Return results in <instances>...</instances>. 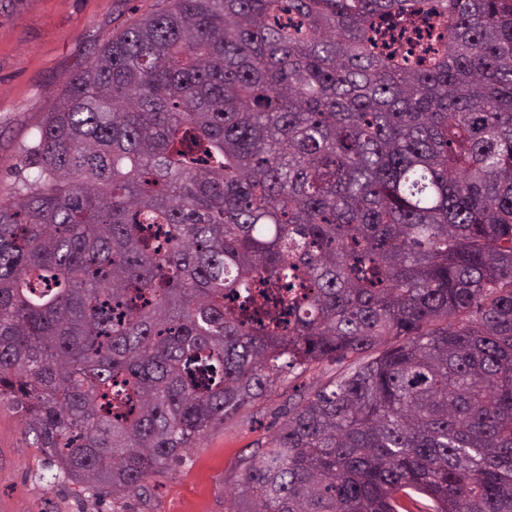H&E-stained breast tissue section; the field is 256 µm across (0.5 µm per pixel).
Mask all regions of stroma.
Wrapping results in <instances>:
<instances>
[{
    "label": "stroma",
    "mask_w": 512,
    "mask_h": 512,
    "mask_svg": "<svg viewBox=\"0 0 512 512\" xmlns=\"http://www.w3.org/2000/svg\"><path fill=\"white\" fill-rule=\"evenodd\" d=\"M162 0H0V197L34 176L26 158L38 126L75 74L112 36ZM331 363L283 372L275 393L208 431L172 474L153 478L150 498L100 502L59 477L22 414L0 403V512H229L245 459L272 445L274 421L299 394L327 382Z\"/></svg>",
    "instance_id": "35a3bbf8"
}]
</instances>
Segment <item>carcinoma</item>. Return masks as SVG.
<instances>
[{
	"label": "carcinoma",
	"instance_id": "obj_1",
	"mask_svg": "<svg viewBox=\"0 0 512 512\" xmlns=\"http://www.w3.org/2000/svg\"><path fill=\"white\" fill-rule=\"evenodd\" d=\"M29 159L0 401L63 477L145 495L330 362L237 512H512V0H164Z\"/></svg>",
	"mask_w": 512,
	"mask_h": 512
}]
</instances>
